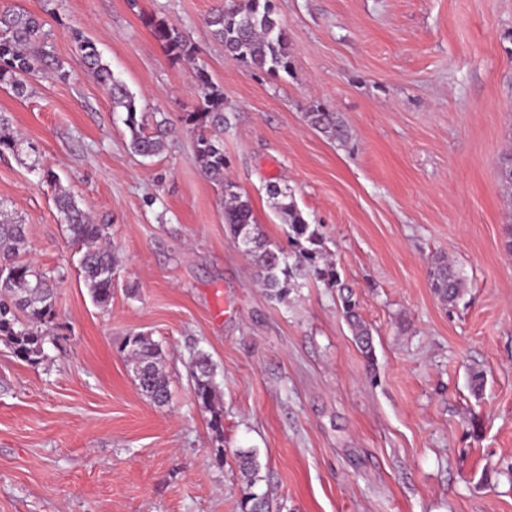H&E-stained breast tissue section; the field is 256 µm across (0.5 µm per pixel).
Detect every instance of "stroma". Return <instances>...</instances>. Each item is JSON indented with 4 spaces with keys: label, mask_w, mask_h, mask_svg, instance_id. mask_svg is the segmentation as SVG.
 <instances>
[{
    "label": "stroma",
    "mask_w": 512,
    "mask_h": 512,
    "mask_svg": "<svg viewBox=\"0 0 512 512\" xmlns=\"http://www.w3.org/2000/svg\"><path fill=\"white\" fill-rule=\"evenodd\" d=\"M272 2L293 60L278 78L211 37L219 0H0L42 20L65 71L36 74L22 98L0 88L19 142L0 153V213L26 224L20 256L54 276L57 310L46 360L0 344V512H239L241 449L258 453L280 512H512V197L498 177L512 146V0ZM159 19L193 59L153 38ZM82 37L146 124L171 127L164 153L131 151ZM200 65L224 90L230 179L280 245L266 186H290L355 293L374 363L335 289L306 279L270 298L232 243L184 122ZM315 103L340 113L347 145L307 124ZM47 169L107 227L108 308L79 276ZM441 254L465 279L452 306L429 285ZM138 332L163 349L167 406L133 380L121 345ZM194 346L216 367L220 440L194 398ZM151 33L155 40L174 60L191 59L194 48L188 39L174 26L164 20L150 22Z\"/></svg>",
    "instance_id": "1"
}]
</instances>
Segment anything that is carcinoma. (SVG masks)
I'll use <instances>...</instances> for the list:
<instances>
[{
    "instance_id": "obj_1",
    "label": "carcinoma",
    "mask_w": 512,
    "mask_h": 512,
    "mask_svg": "<svg viewBox=\"0 0 512 512\" xmlns=\"http://www.w3.org/2000/svg\"><path fill=\"white\" fill-rule=\"evenodd\" d=\"M205 24L213 39L224 46L225 55L275 77L282 72L292 74L288 37L272 0H224L208 13ZM150 27L155 40L173 59L193 57L192 44L176 27L164 20L152 21ZM41 29V22L30 14L0 12V86L12 90L18 97L25 95L30 76L48 57ZM78 49L87 72L106 90L112 108L125 111L131 150L145 158L162 154L169 135L163 122L147 130L143 120L137 118L135 96L113 75L96 44L83 39ZM196 86L199 105L185 116V123L197 131L194 159L200 173L224 189V223L233 242H247L241 252L253 258L257 281L280 301L288 299L299 281L307 278L337 288L342 314L353 340L366 360L373 361L372 329L362 319L352 289L324 253L318 225L308 223L288 186L270 182L266 191L282 223L288 227V248L267 240L254 219L249 198L238 192L236 184L224 174L223 134L229 123L224 112V90L202 67L196 70ZM304 117L310 126L329 139L340 144L349 141V131L339 114L325 105L311 106ZM44 178L54 187L55 206L71 241L78 246V268L83 283L92 300L100 307H107L112 302L117 261L112 250L103 243L105 226L91 220L53 172L46 171ZM26 241V225L0 219V340L8 343L21 360L36 364L46 357L45 344L56 318L55 292L50 276L18 259ZM428 276L430 287L441 301L453 303L460 296L464 279L447 257L435 258ZM124 348L142 394L159 407L167 405L170 392L160 345L149 336L131 334L124 338ZM190 367L195 399L210 412L208 425L221 437L224 434L223 412L218 407L214 365L208 354L192 349ZM236 458L241 512H272L268 492L257 490L262 481L257 453L240 451Z\"/></svg>"
}]
</instances>
